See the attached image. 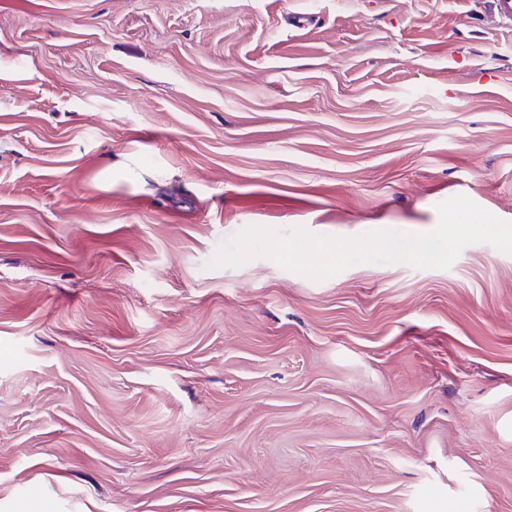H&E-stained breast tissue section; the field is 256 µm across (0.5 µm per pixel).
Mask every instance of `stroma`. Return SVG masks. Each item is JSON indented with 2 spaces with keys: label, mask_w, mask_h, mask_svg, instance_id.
<instances>
[{
  "label": "stroma",
  "mask_w": 512,
  "mask_h": 512,
  "mask_svg": "<svg viewBox=\"0 0 512 512\" xmlns=\"http://www.w3.org/2000/svg\"><path fill=\"white\" fill-rule=\"evenodd\" d=\"M451 195L512 221L487 0H0V512H512V255L205 267Z\"/></svg>",
  "instance_id": "stroma-1"
}]
</instances>
